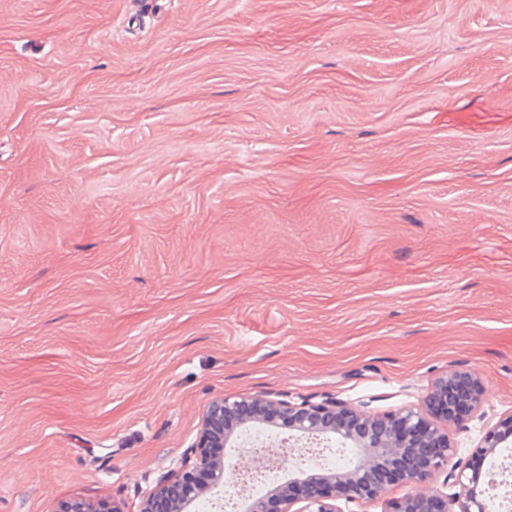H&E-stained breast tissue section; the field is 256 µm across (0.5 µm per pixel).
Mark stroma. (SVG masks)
<instances>
[{
  "instance_id": "1",
  "label": "stroma",
  "mask_w": 512,
  "mask_h": 512,
  "mask_svg": "<svg viewBox=\"0 0 512 512\" xmlns=\"http://www.w3.org/2000/svg\"><path fill=\"white\" fill-rule=\"evenodd\" d=\"M512 414V0H0V512H140L211 401Z\"/></svg>"
}]
</instances>
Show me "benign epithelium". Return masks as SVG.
<instances>
[{
    "mask_svg": "<svg viewBox=\"0 0 512 512\" xmlns=\"http://www.w3.org/2000/svg\"><path fill=\"white\" fill-rule=\"evenodd\" d=\"M459 383L470 388L462 402L471 412L481 403L483 388L467 372L439 378L420 405L386 416L334 400L290 403L269 396L218 398L209 405L200 435L188 449L193 462L181 465L182 474L176 478L161 474L146 494L141 512H157L154 504L164 497L168 498L167 512H185L201 495L196 484L184 480L189 472H208V488L212 491L228 486L230 470L247 466L246 460L240 457L234 463H219L207 449L226 447L236 428L253 424L274 425L288 431V439L296 441L334 437L355 449L357 459L349 467L328 469L303 479L292 473L249 497L244 512H340V500L368 503L380 496L386 488L380 475L394 467L398 469V482L411 491L394 502L393 512H451L448 494L429 480L455 454L448 433L437 419L457 421L461 416L440 413L437 406ZM502 444L512 446V414L486 433L483 445L462 467L452 468L445 475L443 485L459 486L460 512H489L487 494L492 481L485 462ZM296 504L299 508L295 510Z\"/></svg>",
    "mask_w": 512,
    "mask_h": 512,
    "instance_id": "benign-epithelium-1",
    "label": "benign epithelium"
}]
</instances>
